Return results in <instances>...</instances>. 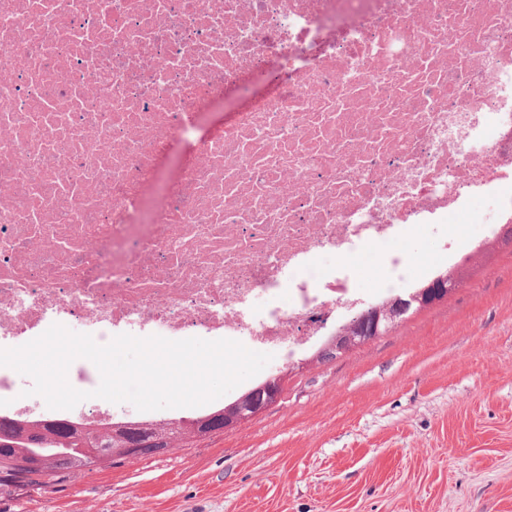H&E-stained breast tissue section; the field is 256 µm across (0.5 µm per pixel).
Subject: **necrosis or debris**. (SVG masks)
I'll return each mask as SVG.
<instances>
[{
	"label": "necrosis or debris",
	"instance_id": "obj_1",
	"mask_svg": "<svg viewBox=\"0 0 512 512\" xmlns=\"http://www.w3.org/2000/svg\"><path fill=\"white\" fill-rule=\"evenodd\" d=\"M476 194L512 224V0H0V348L69 323L287 359L361 305L351 256L407 294L394 243ZM18 391L0 366L11 416L111 417Z\"/></svg>",
	"mask_w": 512,
	"mask_h": 512
}]
</instances>
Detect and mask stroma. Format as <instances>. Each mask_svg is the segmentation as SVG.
<instances>
[{
	"mask_svg": "<svg viewBox=\"0 0 512 512\" xmlns=\"http://www.w3.org/2000/svg\"><path fill=\"white\" fill-rule=\"evenodd\" d=\"M483 207L399 245L418 278L442 236L483 239L442 301L334 360L271 361L279 401L235 429L0 490V512H512V247Z\"/></svg>",
	"mask_w": 512,
	"mask_h": 512,
	"instance_id": "35a3bbf8",
	"label": "stroma"
}]
</instances>
